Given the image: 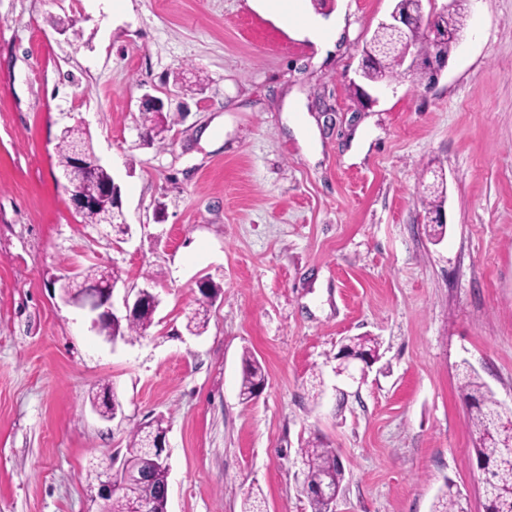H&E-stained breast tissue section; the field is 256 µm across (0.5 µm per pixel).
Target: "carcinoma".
<instances>
[{
	"mask_svg": "<svg viewBox=\"0 0 512 512\" xmlns=\"http://www.w3.org/2000/svg\"><path fill=\"white\" fill-rule=\"evenodd\" d=\"M461 0H451L452 8L438 14L425 12L424 0H396L395 7L400 10L412 9L423 14L426 26L445 28L450 32L465 29L464 14L460 8ZM387 39L375 32L363 49L364 54L376 58V63L367 78L372 83H382L401 76L400 60L396 52L385 48ZM83 151L87 173L82 189L85 194L95 196L107 184L112 176L105 168L95 165V153L90 137L78 127L65 129L57 145L58 164L66 172L71 165L75 150ZM221 293V287L211 282L200 291L196 299L197 308L188 318L187 328L191 332L203 330L208 323L209 308ZM154 310L143 309L135 318L109 323L102 333L112 338L140 336L152 325ZM343 350L350 353L378 354V342L370 336H354L346 340ZM265 380L263 368L253 353L246 349L242 353V377L239 396L244 403L254 400L262 382ZM459 392L468 413V421L476 434V458L489 464L484 473V481L495 492V497L484 504L486 512H512V494L508 487L512 485V462L504 449L512 448V410L502 406L494 393L482 381L479 374L466 366L462 371ZM164 420L157 419L139 427L133 432L123 461V469L133 474L146 463L144 449L151 439L166 432ZM304 464L307 466L308 485L321 484L342 489L345 473L336 449L326 446L319 438L305 441L300 448ZM166 472L158 469L154 477L140 484L137 492L144 499L158 501V512H164L166 505L158 499L160 485L165 480ZM433 512H464L461 502L451 489H446L434 503Z\"/></svg>",
	"mask_w": 512,
	"mask_h": 512,
	"instance_id": "1",
	"label": "carcinoma"
}]
</instances>
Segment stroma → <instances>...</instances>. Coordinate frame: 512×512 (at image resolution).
Returning a JSON list of instances; mask_svg holds the SVG:
<instances>
[{"instance_id":"obj_1","label":"stroma","mask_w":512,"mask_h":512,"mask_svg":"<svg viewBox=\"0 0 512 512\" xmlns=\"http://www.w3.org/2000/svg\"><path fill=\"white\" fill-rule=\"evenodd\" d=\"M394 0H298L344 21L336 51L248 0H0V512H105L98 474L163 418L167 512H311L300 448H336V512H431L445 485L484 512L459 395L473 367L512 407V0H463L438 81L367 88V40ZM173 119L146 138L143 94ZM296 104L317 131L306 144ZM92 137L127 226L81 223L57 163ZM443 175L445 234L427 188ZM159 299L109 341L64 301L88 267ZM221 286L202 334L199 280ZM376 337L363 383L342 338ZM265 368L238 396L241 355ZM110 386L104 417L90 399Z\"/></svg>"}]
</instances>
